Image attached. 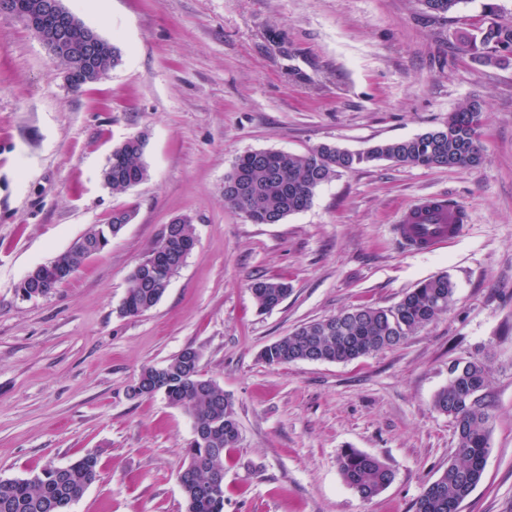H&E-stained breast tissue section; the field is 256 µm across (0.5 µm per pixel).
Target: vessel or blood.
Returning a JSON list of instances; mask_svg holds the SVG:
<instances>
[{"label": "vessel or blood", "instance_id": "obj_1", "mask_svg": "<svg viewBox=\"0 0 512 512\" xmlns=\"http://www.w3.org/2000/svg\"><path fill=\"white\" fill-rule=\"evenodd\" d=\"M467 222L465 208L448 205L443 196L428 194L400 214L392 232L407 249L432 252L458 238Z\"/></svg>", "mask_w": 512, "mask_h": 512}]
</instances>
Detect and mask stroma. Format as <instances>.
<instances>
[{"mask_svg":"<svg viewBox=\"0 0 512 512\" xmlns=\"http://www.w3.org/2000/svg\"><path fill=\"white\" fill-rule=\"evenodd\" d=\"M484 2L436 16L422 0H63L121 55L77 91L31 30L0 16V478L91 453L100 479L72 512H183L191 421L163 395L128 389L193 347L239 421L224 512H415L457 446L434 396L453 362L476 359L491 451L463 512H512V63L461 51ZM472 99L485 112L477 167L361 165L278 224L224 202L240 154L360 151L438 127ZM136 136L149 176L112 193L102 170ZM429 193L470 221L413 254L391 228ZM126 207L136 217L106 251L49 296H18L30 271ZM180 216L196 247L156 306L119 316L132 269ZM437 274L453 305L396 348L341 363L259 357L304 323L394 305ZM277 277L291 292L259 312L250 283ZM347 448L392 470L378 496L345 484Z\"/></svg>","mask_w":512,"mask_h":512,"instance_id":"35a3bbf8","label":"stroma"}]
</instances>
